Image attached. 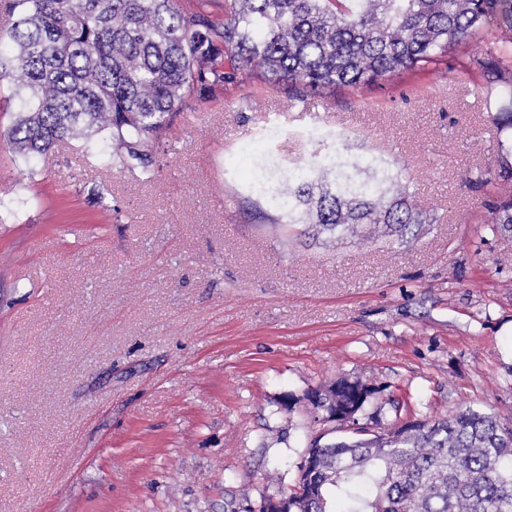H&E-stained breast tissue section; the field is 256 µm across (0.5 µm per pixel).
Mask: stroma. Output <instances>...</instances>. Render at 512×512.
<instances>
[{
	"instance_id": "35a3bbf8",
	"label": "stroma",
	"mask_w": 512,
	"mask_h": 512,
	"mask_svg": "<svg viewBox=\"0 0 512 512\" xmlns=\"http://www.w3.org/2000/svg\"><path fill=\"white\" fill-rule=\"evenodd\" d=\"M484 30L417 73L306 102L257 82L190 102L153 178L112 140L15 154L0 89V512H224L290 485L307 394L341 377L442 417L512 420V224L470 71ZM380 154L430 216L409 235L284 243L254 178L286 187L309 137Z\"/></svg>"
}]
</instances>
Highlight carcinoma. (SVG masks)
Here are the masks:
<instances>
[{
  "mask_svg": "<svg viewBox=\"0 0 512 512\" xmlns=\"http://www.w3.org/2000/svg\"><path fill=\"white\" fill-rule=\"evenodd\" d=\"M13 49L0 51V87L24 101L8 128L26 158L58 143L112 138V161L153 175V150L186 103L257 77L297 99L326 88H361L425 70L494 26L502 39L477 66L496 92L485 99L512 182V0H10ZM342 145L313 152L288 191L258 192L285 236L296 225L369 239L363 225L397 232L426 219L400 174ZM491 223L512 224V196ZM376 389L340 379L307 400L324 423L355 420ZM376 429L302 451L288 512H512V425L481 408L450 417L402 414Z\"/></svg>",
  "mask_w": 512,
  "mask_h": 512,
  "instance_id": "1",
  "label": "carcinoma"
}]
</instances>
